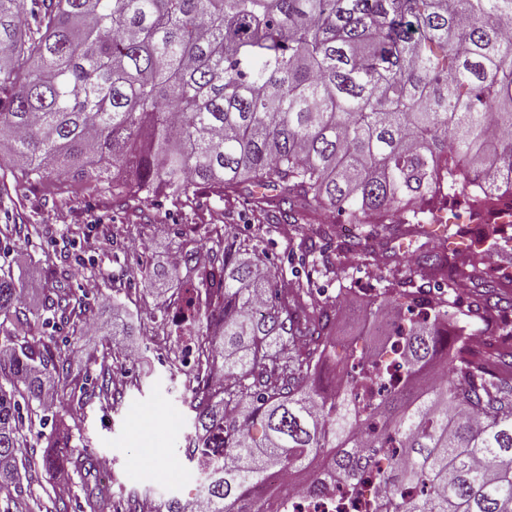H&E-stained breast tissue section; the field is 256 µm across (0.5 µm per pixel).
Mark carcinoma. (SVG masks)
<instances>
[{"label":"carcinoma","instance_id":"carcinoma-1","mask_svg":"<svg viewBox=\"0 0 512 512\" xmlns=\"http://www.w3.org/2000/svg\"><path fill=\"white\" fill-rule=\"evenodd\" d=\"M33 26L23 24V13ZM0 196L8 177L64 180L131 209L142 195L193 207L249 186L255 236L315 224L298 249L310 270L287 278L238 243L233 225L192 281L175 289L198 343L190 390L193 453L207 455L189 499L155 512H268L267 477L307 474L323 497L369 478L384 500L367 512H512V343L494 353L448 334L450 298L467 283L486 309L512 302L482 248L510 240L484 222L479 239L431 214L495 212L512 198V0H0ZM367 214L395 239L438 225L441 247L417 265L437 280L387 269L366 322L393 314L397 337L366 354L331 341L337 300L307 310L314 277L347 289L343 260L376 261L378 234H339ZM214 288L220 301L192 304ZM22 284L0 267V493L39 466L91 472L52 422L37 458L25 423L47 425L45 396L67 372L57 346L32 336ZM47 310L86 318L63 288ZM371 372L389 387L336 390L331 374ZM379 448L398 459L375 466ZM420 487L418 495L408 489ZM94 484L89 512H105Z\"/></svg>","mask_w":512,"mask_h":512}]
</instances>
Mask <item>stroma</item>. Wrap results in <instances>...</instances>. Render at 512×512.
<instances>
[{"mask_svg": "<svg viewBox=\"0 0 512 512\" xmlns=\"http://www.w3.org/2000/svg\"><path fill=\"white\" fill-rule=\"evenodd\" d=\"M141 220L114 207L111 197L79 192L58 182L16 185L0 201V265L9 267L31 300L26 309L39 321L38 336L55 337L69 365L70 382L84 381L101 363L112 366L111 400L97 398L82 406L55 400L54 414L74 423L79 452L111 462L107 512H141L177 496L192 497L196 472L187 458L185 437L193 433V414L180 373L178 347L172 336L175 308L170 287L145 289L144 271L166 269V258L186 240L210 244L217 228L233 225L239 239L265 253L274 268L290 273L292 248L300 232L275 225L253 238L249 215L239 203L210 199L199 209H176L162 198L140 200ZM28 227H19L20 218ZM370 265L353 261L350 289L319 278L326 294L338 296L331 339L337 347L381 348L384 336L365 328L363 315L377 281ZM97 273L100 288L88 294L84 279ZM83 297L96 316L118 314L124 335L105 336L84 326L51 318L45 303L54 288ZM90 482L69 471L49 479L32 471L21 495L0 496V512H54V492L64 489L69 512H88Z\"/></svg>", "mask_w": 512, "mask_h": 512, "instance_id": "stroma-1", "label": "stroma"}]
</instances>
